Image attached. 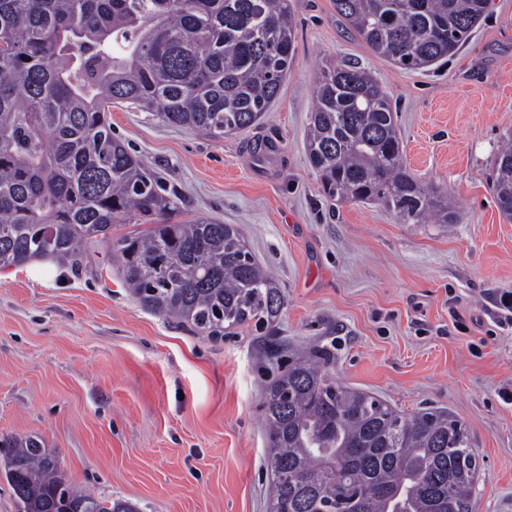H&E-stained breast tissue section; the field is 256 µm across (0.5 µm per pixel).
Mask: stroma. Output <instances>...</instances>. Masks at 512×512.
I'll list each match as a JSON object with an SVG mask.
<instances>
[{
  "label": "stroma",
  "mask_w": 512,
  "mask_h": 512,
  "mask_svg": "<svg viewBox=\"0 0 512 512\" xmlns=\"http://www.w3.org/2000/svg\"><path fill=\"white\" fill-rule=\"evenodd\" d=\"M296 51L254 126L221 137L115 104L112 133L176 192L174 220L239 225L284 296L265 332L212 337L144 309L105 248L78 266L0 271V437L38 436L68 481L140 512H267L263 394L288 358L329 349L340 383L404 413L467 426L482 465L473 512H512V221L492 189L512 134V0L423 71L346 29L333 0H291ZM373 73L399 112L407 170L454 224H407L323 197L305 142L322 67Z\"/></svg>",
  "instance_id": "obj_1"
}]
</instances>
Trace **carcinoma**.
<instances>
[{
    "label": "carcinoma",
    "instance_id": "cac0c4a2",
    "mask_svg": "<svg viewBox=\"0 0 512 512\" xmlns=\"http://www.w3.org/2000/svg\"><path fill=\"white\" fill-rule=\"evenodd\" d=\"M375 54L422 70L464 45L488 0H334ZM290 0H0V269L78 264L105 244L147 310L218 336L273 323L278 282L236 224L173 222L175 200L112 136L126 102L221 137L258 123L288 74ZM397 111L353 63L322 69L307 155L323 193L378 202L403 222L455 224L448 197L406 169ZM493 191L512 220V140ZM115 224L144 229L112 239ZM330 353L297 356L263 411L269 512H471L479 456L449 411L411 414L336 383ZM24 512H138L73 487L38 437L0 439Z\"/></svg>",
    "mask_w": 512,
    "mask_h": 512
}]
</instances>
